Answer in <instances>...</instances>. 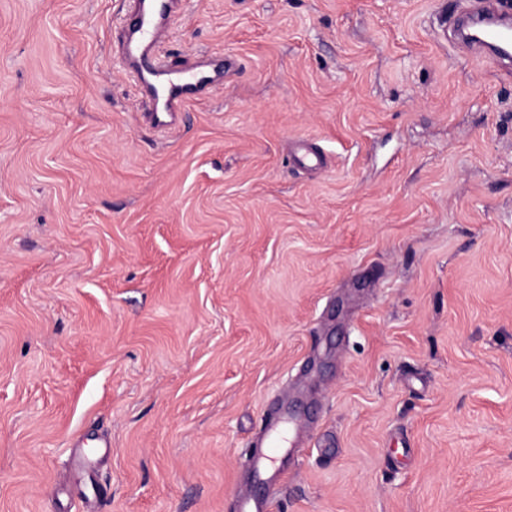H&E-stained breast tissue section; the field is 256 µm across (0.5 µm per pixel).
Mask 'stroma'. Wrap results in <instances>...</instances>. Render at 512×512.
Segmentation results:
<instances>
[{
  "instance_id": "35a3bbf8",
  "label": "stroma",
  "mask_w": 512,
  "mask_h": 512,
  "mask_svg": "<svg viewBox=\"0 0 512 512\" xmlns=\"http://www.w3.org/2000/svg\"><path fill=\"white\" fill-rule=\"evenodd\" d=\"M469 5L184 0L161 55L232 67L157 127L126 0H0V512H233L279 402L271 512H512V69ZM294 162L298 167L307 171L319 170L324 167L323 155L305 142L298 144V150L294 153Z\"/></svg>"
}]
</instances>
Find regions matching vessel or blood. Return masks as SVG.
<instances>
[{
	"label": "vessel or blood",
	"instance_id": "1",
	"mask_svg": "<svg viewBox=\"0 0 512 512\" xmlns=\"http://www.w3.org/2000/svg\"><path fill=\"white\" fill-rule=\"evenodd\" d=\"M177 6L178 0H132L129 31L122 43L121 52L131 67L134 80L148 90L150 111L154 114L179 112L197 88L213 81L208 66L179 71L153 53L156 34ZM467 22L484 27L481 40L473 42V49L499 61L512 60V0H496L492 11L472 14ZM294 162L304 170L314 171L323 168L324 157L302 142L294 154ZM294 425L293 417L284 411L268 426L266 449L253 463V478L265 485L268 494L240 498L237 512H268V495L277 489L273 471Z\"/></svg>",
	"mask_w": 512,
	"mask_h": 512
}]
</instances>
